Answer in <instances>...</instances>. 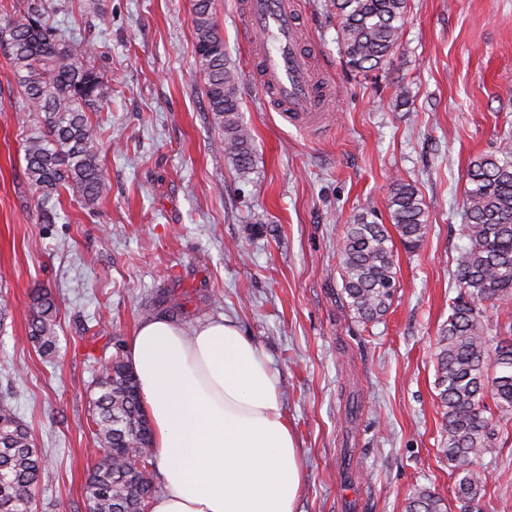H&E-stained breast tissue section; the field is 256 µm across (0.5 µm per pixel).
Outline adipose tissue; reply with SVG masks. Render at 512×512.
<instances>
[{"label": "adipose tissue", "instance_id": "1", "mask_svg": "<svg viewBox=\"0 0 512 512\" xmlns=\"http://www.w3.org/2000/svg\"><path fill=\"white\" fill-rule=\"evenodd\" d=\"M125 359L154 428L151 512H296L304 464L265 352L226 318L193 332L159 317Z\"/></svg>", "mask_w": 512, "mask_h": 512}]
</instances>
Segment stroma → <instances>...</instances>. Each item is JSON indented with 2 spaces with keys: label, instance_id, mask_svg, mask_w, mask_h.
I'll return each mask as SVG.
<instances>
[{
  "label": "stroma",
  "instance_id": "stroma-1",
  "mask_svg": "<svg viewBox=\"0 0 512 512\" xmlns=\"http://www.w3.org/2000/svg\"><path fill=\"white\" fill-rule=\"evenodd\" d=\"M58 2L55 25L98 46L112 86L98 116L109 184L95 212L65 198L43 223L0 57V298L10 304L0 397L49 462L33 512H87L93 383L143 322L141 306L171 289L191 297L173 322L227 318L269 357L305 467L298 512H405L420 487L459 512L458 477L440 451L434 352L467 244V165L512 138V0H409L396 54L365 77L345 65L325 0H294L324 89L314 130L287 124L259 87L245 0H212L253 136L245 174L204 95L192 0ZM397 178L419 189L428 233L417 249L395 245L392 305L363 324L346 305L338 244L362 210L387 223ZM39 289L59 304L50 362L28 339ZM506 429L507 443L478 461L474 512H512V421Z\"/></svg>",
  "mask_w": 512,
  "mask_h": 512
}]
</instances>
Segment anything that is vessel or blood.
Listing matches in <instances>:
<instances>
[{
	"instance_id": "vessel-or-blood-1",
	"label": "vessel or blood",
	"mask_w": 512,
	"mask_h": 512,
	"mask_svg": "<svg viewBox=\"0 0 512 512\" xmlns=\"http://www.w3.org/2000/svg\"><path fill=\"white\" fill-rule=\"evenodd\" d=\"M242 26L258 55V78L270 92L281 117L315 126L320 100L311 66L298 47L299 25L293 0H247Z\"/></svg>"
}]
</instances>
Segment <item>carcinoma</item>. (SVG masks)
<instances>
[{"instance_id":"cac0c4a2","label":"carcinoma","mask_w":512,"mask_h":512,"mask_svg":"<svg viewBox=\"0 0 512 512\" xmlns=\"http://www.w3.org/2000/svg\"><path fill=\"white\" fill-rule=\"evenodd\" d=\"M345 63L367 75L390 63L400 45L408 0H331ZM0 50L14 70L22 123L35 121L24 141V174L47 211L61 192L92 209L109 175L101 163L104 143L91 116L112 97V87L91 59L96 45L76 46L51 25L44 0H12L1 6ZM195 54L206 76L204 93L224 130V152L238 170L252 164L253 142L242 122L238 72L224 53V37L212 22L211 0H194ZM464 199L468 240L456 258L458 295L436 342V389L442 409V452L459 477L460 512H469L482 485L473 467L501 440L497 422L512 419V336H491L485 306L512 299V144L471 160ZM406 248L420 246L428 230L427 206L417 187L392 181L386 203ZM339 272L346 304L355 317L384 316L396 292L393 239L371 209L345 225ZM186 293L170 290L143 306L147 315L164 307L185 313ZM58 308L51 294L31 296L28 334L43 356L56 352ZM91 424L97 450L110 464L94 468L85 482L88 512H148L157 495L153 430L135 375L121 350L96 382ZM492 403H487L486 399ZM48 474L28 426L10 401L0 398V512H32V490ZM406 512H450L448 502L418 490Z\"/></svg>"}]
</instances>
